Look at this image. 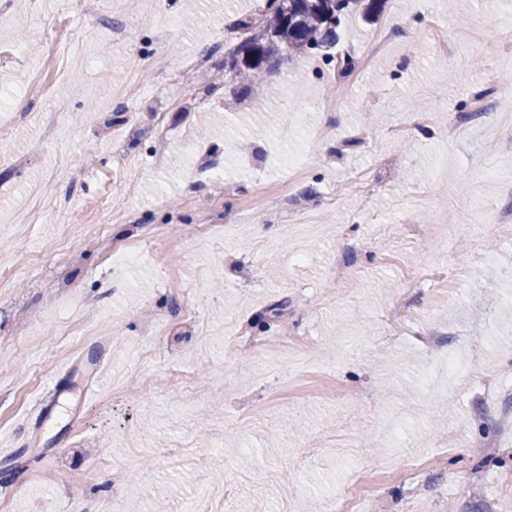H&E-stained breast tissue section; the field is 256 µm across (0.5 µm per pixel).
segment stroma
Returning a JSON list of instances; mask_svg holds the SVG:
<instances>
[{"label":"stroma","mask_w":512,"mask_h":512,"mask_svg":"<svg viewBox=\"0 0 512 512\" xmlns=\"http://www.w3.org/2000/svg\"><path fill=\"white\" fill-rule=\"evenodd\" d=\"M263 6L0 0V512H197L217 460L231 512H512V7L351 13L261 109Z\"/></svg>","instance_id":"stroma-1"}]
</instances>
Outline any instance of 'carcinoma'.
<instances>
[{
    "instance_id": "1",
    "label": "carcinoma",
    "mask_w": 512,
    "mask_h": 512,
    "mask_svg": "<svg viewBox=\"0 0 512 512\" xmlns=\"http://www.w3.org/2000/svg\"><path fill=\"white\" fill-rule=\"evenodd\" d=\"M383 0H345V7L340 12L336 22L351 11L356 5H363L367 16L379 13ZM293 9L299 10L300 19L294 23L286 21L284 11L265 8L260 11L258 20H242L240 25L249 28L257 24L260 33L249 39V42L229 52V55L239 58L234 66V79L239 93L250 98L255 95V88L249 77L251 73L270 64L281 57L288 61L297 54L311 50L331 49L338 38L337 26H328L316 12H307L300 7V0H293Z\"/></svg>"
}]
</instances>
